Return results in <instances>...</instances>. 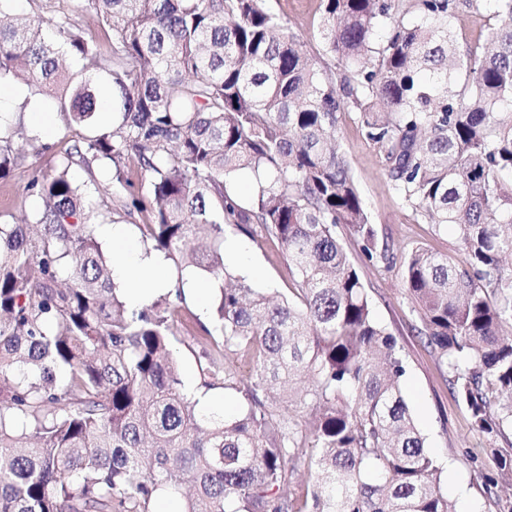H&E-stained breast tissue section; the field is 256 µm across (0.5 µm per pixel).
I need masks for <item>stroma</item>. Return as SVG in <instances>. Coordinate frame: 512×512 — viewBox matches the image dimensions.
<instances>
[{
    "mask_svg": "<svg viewBox=\"0 0 512 512\" xmlns=\"http://www.w3.org/2000/svg\"><path fill=\"white\" fill-rule=\"evenodd\" d=\"M267 5L287 22L307 50L316 51L320 0H267ZM0 110L9 112L11 121L26 124L30 123L33 111L44 112L50 121V140H65V131L50 99L9 97L0 104ZM339 138L377 237L388 244L392 253L391 258H378L370 263L359 259L357 266L379 321L403 349V393L427 448L445 468L442 490L455 501L458 512H494L481 492L480 475L494 451L512 453V435L489 440L473 430L466 408L451 394V374L446 364L426 338L415 332L419 318L403 286L402 255L416 247L454 255L453 233L416 221L393 189L381 153L366 141L354 115L343 119ZM29 175L28 169L21 168L7 179H0V211L19 216L39 208V199L24 190ZM224 245L227 265L245 276L253 287L281 295L292 288L286 257L279 245H260L241 233L227 235Z\"/></svg>",
    "mask_w": 512,
    "mask_h": 512,
    "instance_id": "35a3bbf8",
    "label": "stroma"
}]
</instances>
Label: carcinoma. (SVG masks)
<instances>
[{
	"label": "carcinoma",
	"instance_id": "1",
	"mask_svg": "<svg viewBox=\"0 0 512 512\" xmlns=\"http://www.w3.org/2000/svg\"><path fill=\"white\" fill-rule=\"evenodd\" d=\"M12 2L0 0V83L51 98L69 139L0 125V179L29 168L24 191L40 200L0 214V512H153L164 493L181 512H456L409 411L401 347L342 243L346 229L368 260L389 251L337 132L358 115L406 205L453 229L459 259L412 250L404 288L472 428L505 436L512 0H491L477 49L452 20L478 0H320L314 55L267 0ZM47 153L49 170L29 162ZM242 171L246 208L228 188ZM133 208L150 251L219 282L200 375L241 394L236 418L200 411L182 384L183 280L137 307L112 281L97 226ZM235 231L281 245L293 296L231 272ZM493 461L483 491L512 512L498 493L512 458Z\"/></svg>",
	"mask_w": 512,
	"mask_h": 512
}]
</instances>
